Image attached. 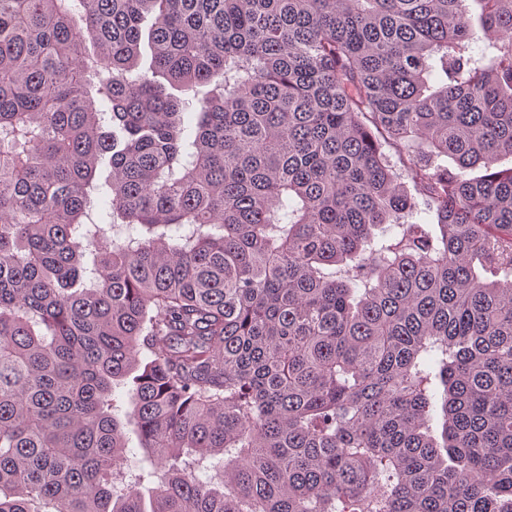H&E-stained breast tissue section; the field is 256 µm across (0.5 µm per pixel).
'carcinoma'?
I'll list each match as a JSON object with an SVG mask.
<instances>
[{"instance_id":"1","label":"carcinoma","mask_w":512,"mask_h":512,"mask_svg":"<svg viewBox=\"0 0 512 512\" xmlns=\"http://www.w3.org/2000/svg\"><path fill=\"white\" fill-rule=\"evenodd\" d=\"M465 2L0 0V512H512V0ZM105 192L94 198L85 219L87 224H112V210Z\"/></svg>"}]
</instances>
